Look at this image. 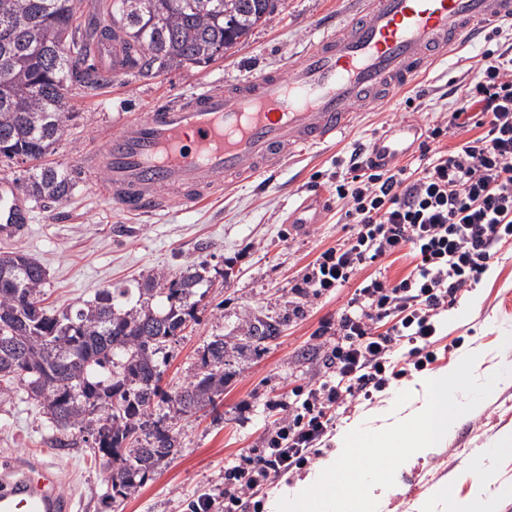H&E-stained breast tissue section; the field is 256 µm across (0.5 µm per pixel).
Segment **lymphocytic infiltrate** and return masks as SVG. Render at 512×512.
<instances>
[{"mask_svg": "<svg viewBox=\"0 0 512 512\" xmlns=\"http://www.w3.org/2000/svg\"><path fill=\"white\" fill-rule=\"evenodd\" d=\"M450 95L447 121L419 144L421 167L373 159L365 147L352 152L336 198L355 230L309 265L289 311L302 315L303 300L393 255L409 252L416 264L394 282H357L336 321L323 324L321 335L335 342L321 371L281 404L259 447L225 467L224 512H242L246 498L307 464L339 408L400 376L402 345L415 368L432 363L423 344L436 333V312L487 269L495 246L512 241V44L485 50L476 77ZM448 136L457 142L442 148Z\"/></svg>", "mask_w": 512, "mask_h": 512, "instance_id": "1", "label": "lymphocytic infiltrate"}]
</instances>
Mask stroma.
<instances>
[{"label":"stroma","mask_w":512,"mask_h":512,"mask_svg":"<svg viewBox=\"0 0 512 512\" xmlns=\"http://www.w3.org/2000/svg\"><path fill=\"white\" fill-rule=\"evenodd\" d=\"M352 0H283L269 20L244 45L224 57L144 79L131 73L88 95L69 89L78 117L59 142L51 162L76 182L72 196L45 207L32 204L26 230L0 236V252H21L47 271V305L62 311L93 300L103 288H133L149 276L172 277L190 265H205V296L176 342L167 349L163 387L180 386L199 371V352L221 336L231 348L224 394L216 407L173 418L181 448L165 459L136 491L113 497L107 487L108 461L88 443L53 450L46 440L53 428L43 407L16 392L0 398V461L47 459L55 466L63 492L74 499V512H189L200 496L224 508V468L258 446L276 403L309 381L321 365L317 330L335 320L352 296L345 287L312 300L303 316L288 314L291 288L304 268L326 248L350 236L336 182L347 175V156L358 146L411 121L429 127L448 114V91L473 78L482 44L452 48L409 87L373 109L357 111L336 143L307 149L274 175L227 187L222 196L197 208L173 205L154 217L115 207L99 184L87 182L79 162L89 150H103L127 120L169 99L196 92L201 83L237 80L300 61L327 19H343ZM319 200L311 224L291 223L296 203ZM478 291H465L438 317L430 348L436 372L459 363L464 351L482 355L477 377L501 362L502 329L512 330V243L498 247L479 276ZM465 316H458L459 308ZM272 325L271 338L239 348L253 325ZM413 375L391 381L372 399L353 401L336 426L366 419L397 394L410 390ZM512 430V381L501 384L449 433L444 447L408 459L382 512H417L433 485L445 484L455 496L472 494L481 482L486 496H498L499 512H512V454L488 451L499 432Z\"/></svg>","instance_id":"stroma-1"}]
</instances>
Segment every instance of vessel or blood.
<instances>
[{"label":"vessel or blood","mask_w":512,"mask_h":512,"mask_svg":"<svg viewBox=\"0 0 512 512\" xmlns=\"http://www.w3.org/2000/svg\"><path fill=\"white\" fill-rule=\"evenodd\" d=\"M357 17L325 28L288 73L262 71L224 84L205 83L126 121L104 151L82 161L103 177L112 202L153 216L221 193L227 181H251L281 169L304 148L335 140L356 103L388 100L457 42L480 39L484 25L512 14V0H359ZM413 125L373 144L400 156ZM29 220L17 184L0 183V233ZM50 464H0V512H72Z\"/></svg>","instance_id":"1"}]
</instances>
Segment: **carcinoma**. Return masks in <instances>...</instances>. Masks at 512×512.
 <instances>
[{
    "label": "carcinoma",
    "instance_id": "1",
    "mask_svg": "<svg viewBox=\"0 0 512 512\" xmlns=\"http://www.w3.org/2000/svg\"><path fill=\"white\" fill-rule=\"evenodd\" d=\"M282 0H96L98 21L83 0H0V161L36 162L22 182L34 202H59L75 182L41 160L77 118L71 87L93 92L111 77L92 63L102 40L120 31L128 71L152 77L213 61L222 46L246 41ZM204 277L189 266L171 278L149 277L139 306L121 311L128 289H102L73 312L42 305L47 273L35 259L0 253V395L18 388L46 409L55 430L49 448H74L92 431L112 461V496L140 487L179 452L169 411L213 407L224 394L227 343L206 342L200 372L167 392L161 364L195 314Z\"/></svg>",
    "mask_w": 512,
    "mask_h": 512
}]
</instances>
